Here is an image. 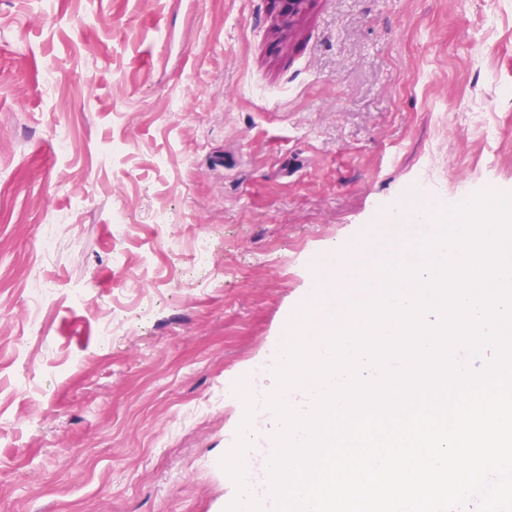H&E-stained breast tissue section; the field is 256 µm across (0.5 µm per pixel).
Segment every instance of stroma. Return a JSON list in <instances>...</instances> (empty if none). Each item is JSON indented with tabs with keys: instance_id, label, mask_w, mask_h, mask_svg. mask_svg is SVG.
<instances>
[{
	"instance_id": "35a3bbf8",
	"label": "stroma",
	"mask_w": 512,
	"mask_h": 512,
	"mask_svg": "<svg viewBox=\"0 0 512 512\" xmlns=\"http://www.w3.org/2000/svg\"><path fill=\"white\" fill-rule=\"evenodd\" d=\"M485 189L512 192V0L288 25L269 0H0V512H226L246 419L264 499L279 422L233 390L276 369L327 253Z\"/></svg>"
}]
</instances>
